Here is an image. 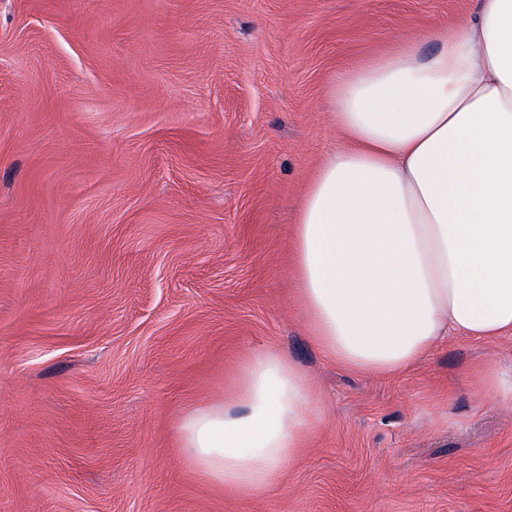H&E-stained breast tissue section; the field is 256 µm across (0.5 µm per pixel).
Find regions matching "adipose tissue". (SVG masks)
<instances>
[{"label":"adipose tissue","instance_id":"adipose-tissue-1","mask_svg":"<svg viewBox=\"0 0 512 512\" xmlns=\"http://www.w3.org/2000/svg\"><path fill=\"white\" fill-rule=\"evenodd\" d=\"M437 41L426 54L406 39L338 77L345 144L320 163L293 230L314 339L363 374H399L452 332L512 335V0H478ZM321 420L312 378L266 348L178 434L211 483L259 496Z\"/></svg>","mask_w":512,"mask_h":512}]
</instances>
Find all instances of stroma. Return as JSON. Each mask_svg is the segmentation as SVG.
<instances>
[{
    "label": "stroma",
    "mask_w": 512,
    "mask_h": 512,
    "mask_svg": "<svg viewBox=\"0 0 512 512\" xmlns=\"http://www.w3.org/2000/svg\"><path fill=\"white\" fill-rule=\"evenodd\" d=\"M476 0H0V512H512V338L391 377L323 357L293 226L340 74ZM275 348L325 416L263 497L177 425ZM479 381L498 402L512 405V364L507 367L493 366L480 372Z\"/></svg>",
    "instance_id": "stroma-1"
}]
</instances>
